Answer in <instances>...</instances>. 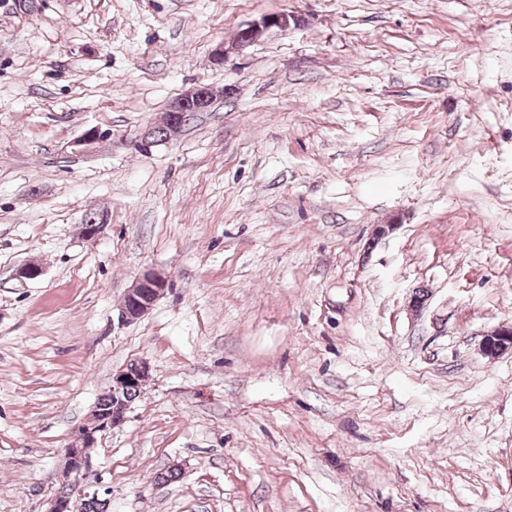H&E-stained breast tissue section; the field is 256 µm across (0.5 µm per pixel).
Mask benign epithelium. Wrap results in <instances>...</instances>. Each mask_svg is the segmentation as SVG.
Here are the masks:
<instances>
[{"label": "benign epithelium", "mask_w": 512, "mask_h": 512, "mask_svg": "<svg viewBox=\"0 0 512 512\" xmlns=\"http://www.w3.org/2000/svg\"><path fill=\"white\" fill-rule=\"evenodd\" d=\"M293 16L277 13L266 16L261 22L243 29V40L230 47H219L215 52V61L222 64L232 52L243 48L244 42H254L261 33L269 28L285 29L290 26ZM218 95L214 88L198 84L179 97L170 106L167 115L168 123L178 124L185 119L189 112H203L208 109ZM166 288L165 280L152 271L139 275L132 288L124 296L119 318L132 322L144 316L163 294ZM512 348V327H502L493 337L483 341L485 353L494 355ZM149 374V365L145 361L127 364L112 374L108 392L112 395V408L106 413L94 404L87 421L78 426L73 432L71 442L65 448L63 464L57 473L59 486L66 492H58L46 501L45 512H74L76 504L85 498L99 499L102 480L92 465V450L98 434L122 426L127 418L131 403L127 401L128 393L142 392Z\"/></svg>", "instance_id": "1"}]
</instances>
